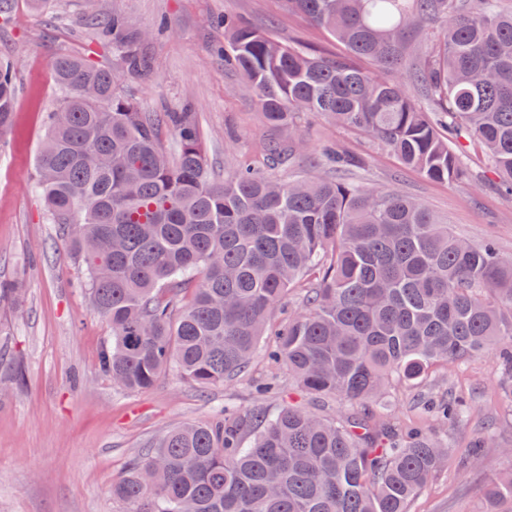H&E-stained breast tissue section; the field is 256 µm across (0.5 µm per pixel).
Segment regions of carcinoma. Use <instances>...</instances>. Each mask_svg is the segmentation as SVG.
<instances>
[{
	"label": "carcinoma",
	"mask_w": 512,
	"mask_h": 512,
	"mask_svg": "<svg viewBox=\"0 0 512 512\" xmlns=\"http://www.w3.org/2000/svg\"><path fill=\"white\" fill-rule=\"evenodd\" d=\"M281 2L346 53L324 56L224 15V68L241 75L271 131L261 159L215 182L194 113L147 112L118 92L116 72L67 55L54 63L60 97L34 187L109 326L100 370L113 385L145 391L169 372L199 388L239 377L297 291L303 309L274 334L272 360L306 393L373 413L257 412L247 446L236 417L174 427L112 484L120 512H408L446 446L434 428L400 437L373 423L390 412L394 379L417 383L490 351L512 368V259L459 236L415 197L338 178L352 162L338 149L316 156L314 175H289L308 149L301 119L311 113L431 180L461 182L466 145L449 146L442 125L484 147L511 201L512 10L500 0ZM430 24L437 39L404 40ZM103 36L124 71H150L153 30L114 11ZM406 61L404 85L395 72ZM19 93L13 64H0V135ZM21 293L0 280V304ZM439 414L454 425L466 410L450 395ZM497 447L512 460L493 432L472 452ZM483 494L490 512L512 504V465Z\"/></svg>",
	"instance_id": "1"
}]
</instances>
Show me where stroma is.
<instances>
[{
    "label": "stroma",
    "instance_id": "stroma-1",
    "mask_svg": "<svg viewBox=\"0 0 512 512\" xmlns=\"http://www.w3.org/2000/svg\"><path fill=\"white\" fill-rule=\"evenodd\" d=\"M120 12L142 27L166 24L150 40L148 77L120 74L122 94L148 111L168 106L195 113L205 156L224 172V138H237L238 160L256 159L263 132L251 93L224 71L221 19L230 12L329 54L343 47L306 17L284 13L280 0H9L0 14V62L14 63L20 83L11 129L0 136V279L24 293L0 307V512H118L112 484L150 441L187 422L203 421L223 408L241 416L285 402L314 413L341 416L339 401L319 402L281 379L266 391L272 370L257 361L237 380L202 391L168 373L149 390L126 393L99 368L110 331L72 276L73 263L33 189L34 158L47 116L60 92L53 62L62 54L89 56L111 65L112 50L99 40L97 22ZM311 148L342 146L365 160L369 183L421 199L455 233L480 243L492 240L512 258V201L497 191L483 153L469 146L465 161L473 178L451 185L401 167L368 136L312 120ZM512 370L494 353L432 373L416 384L395 382L392 421L400 432L419 423L418 396L453 392L467 399L471 416L449 431L448 460L414 497L409 512H486L481 488L505 458L496 451L460 463L464 448L493 423L499 440L512 445V402L498 390Z\"/></svg>",
    "mask_w": 512,
    "mask_h": 512
}]
</instances>
